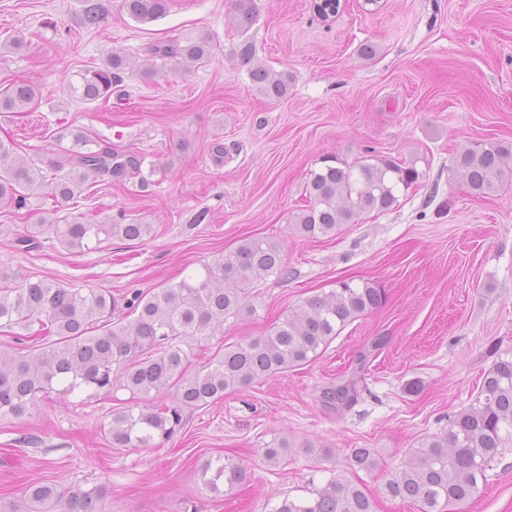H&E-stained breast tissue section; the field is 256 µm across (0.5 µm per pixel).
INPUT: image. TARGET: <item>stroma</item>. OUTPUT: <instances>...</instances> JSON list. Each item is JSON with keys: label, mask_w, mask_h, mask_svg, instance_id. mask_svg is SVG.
<instances>
[{"label": "stroma", "mask_w": 512, "mask_h": 512, "mask_svg": "<svg viewBox=\"0 0 512 512\" xmlns=\"http://www.w3.org/2000/svg\"><path fill=\"white\" fill-rule=\"evenodd\" d=\"M101 2L103 18L89 27L83 0H0V88L38 91L31 111L0 117V140L38 163L63 159L70 132L82 129L143 155L149 184L129 179L68 202L43 194L0 205V288L38 275L111 292L123 313L133 292L174 284L245 239L279 241L287 278L253 288L254 312L195 344L196 369L340 280L374 282L384 299L309 362L185 411L181 431L158 448L110 447L102 428L129 405L124 390L53 392L24 419L0 418V500L40 478L65 492L103 487L101 512H273L344 471L352 449L372 448L379 466L362 480L376 512H419L385 496L384 481L410 448L474 404L484 373L512 353V185L475 198L448 180L460 146L512 142V0H379L373 11L341 0L327 21L312 0H255L248 28L232 0H170L165 15L144 24L122 0ZM200 33L211 40L208 60L182 76L145 75L153 45ZM245 40L269 68L292 75L287 98L257 90L236 56ZM366 43L374 56L361 55ZM113 52L129 62L124 95L106 105L74 98L70 82ZM371 152L427 160L436 198L423 189L334 237L297 235L288 218L305 203L308 171L327 154L352 161ZM45 221L140 222L154 234L69 251L47 233L38 247L19 249L27 225ZM356 373L358 403L327 406L324 391ZM283 439L287 454L268 465L264 448ZM224 455L245 479L215 491L201 471ZM466 512H512V451Z\"/></svg>", "instance_id": "1"}]
</instances>
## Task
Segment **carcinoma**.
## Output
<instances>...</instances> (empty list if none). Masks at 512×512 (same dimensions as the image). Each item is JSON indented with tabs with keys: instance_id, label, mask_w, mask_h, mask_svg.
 <instances>
[{
	"instance_id": "cac0c4a2",
	"label": "carcinoma",
	"mask_w": 512,
	"mask_h": 512,
	"mask_svg": "<svg viewBox=\"0 0 512 512\" xmlns=\"http://www.w3.org/2000/svg\"><path fill=\"white\" fill-rule=\"evenodd\" d=\"M239 24L256 18L254 0H235ZM169 0H123V9L138 22L163 16ZM84 23L95 26L102 17L98 0H84ZM211 44L203 34L183 42L152 47V57L179 73L188 63L210 56ZM238 55L253 63L255 46L242 42ZM127 59L117 53L101 67L81 74L74 88L90 102L107 101L121 87ZM250 78L269 100L285 98L292 76L253 63ZM36 89L15 83L0 92V112H24L35 101ZM422 158L408 161L368 155L355 162L326 156L306 177L307 204L291 218L294 231L305 239L336 235L345 224L363 214H382L400 198L426 185ZM144 157L95 145L85 133L73 134L62 161L34 163L13 156V148L0 140V203L23 206L47 187L50 195L69 201L85 184L109 183L127 177L147 184ZM512 182V144L480 142L461 147L448 166V182H459L477 197H484ZM51 232L68 250L117 235L143 242L153 233L150 224H32L17 243L28 246L38 235ZM288 277L281 246L270 238L244 240L234 251L203 265L202 270L148 296L137 292L128 301L131 315L112 317L115 303L104 291L65 288L43 278L28 276L12 288H0V329L29 330L40 336L17 334L19 343H34L23 354L0 350V416L25 417L34 402L55 388L63 393L90 390L130 393L133 404L112 411L104 430L115 448H153L170 440L180 429L182 411L216 404L224 393L268 379L300 366L342 328L377 308L382 294L373 283L337 282L336 288L314 295L288 310L262 336L224 347L201 369L191 368L188 350L224 331V324L252 310L250 289L270 277ZM359 380L351 377L324 392L325 402L337 409L350 407L359 396ZM171 393L176 406L159 405V395ZM512 449V355L499 357L485 373L476 404L448 417V428L422 439L409 450L401 469L384 484L392 498L412 500L420 512H461L486 485L487 472ZM378 467L373 448H355L348 469L372 472ZM204 484L213 490L230 489L243 478V469L230 457L217 458L202 469ZM102 489H77L62 496L49 483L34 480L19 501L3 512H97ZM273 512H375L373 500L360 485L338 473L309 499L285 497Z\"/></svg>"
}]
</instances>
